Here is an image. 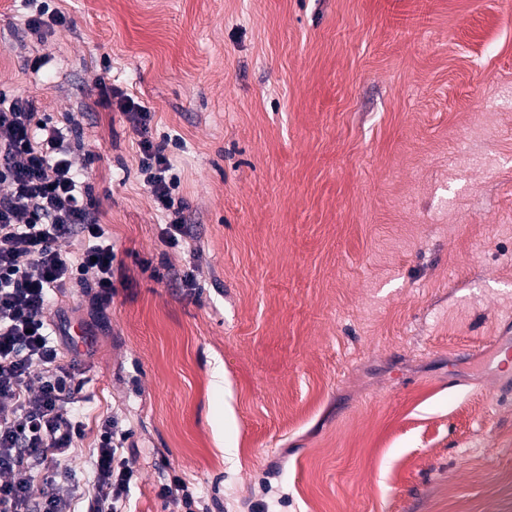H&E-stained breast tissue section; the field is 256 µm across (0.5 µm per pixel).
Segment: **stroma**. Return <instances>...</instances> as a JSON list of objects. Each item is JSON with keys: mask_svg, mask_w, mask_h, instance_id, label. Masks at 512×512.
I'll return each mask as SVG.
<instances>
[{"mask_svg": "<svg viewBox=\"0 0 512 512\" xmlns=\"http://www.w3.org/2000/svg\"><path fill=\"white\" fill-rule=\"evenodd\" d=\"M56 5L34 35L0 0V91L79 130L122 265L64 469L111 416L132 512H180L176 476L208 512H512V0ZM106 85L150 112L190 244Z\"/></svg>", "mask_w": 512, "mask_h": 512, "instance_id": "stroma-1", "label": "stroma"}]
</instances>
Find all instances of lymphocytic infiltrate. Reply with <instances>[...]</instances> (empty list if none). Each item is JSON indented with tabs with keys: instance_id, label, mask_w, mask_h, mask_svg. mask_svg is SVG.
<instances>
[{
	"instance_id": "obj_1",
	"label": "lymphocytic infiltrate",
	"mask_w": 512,
	"mask_h": 512,
	"mask_svg": "<svg viewBox=\"0 0 512 512\" xmlns=\"http://www.w3.org/2000/svg\"><path fill=\"white\" fill-rule=\"evenodd\" d=\"M120 107L140 136L139 170L168 218L163 241L181 247L189 229L175 205L178 179L147 136L151 115L129 97ZM73 134L33 100L0 92V512H122L135 479L124 455L131 433L110 417L90 450L89 478L58 472L85 428L75 408L82 353L67 311L53 304L66 289L92 286L104 309L117 273ZM72 238L83 248L70 258L57 243Z\"/></svg>"
}]
</instances>
